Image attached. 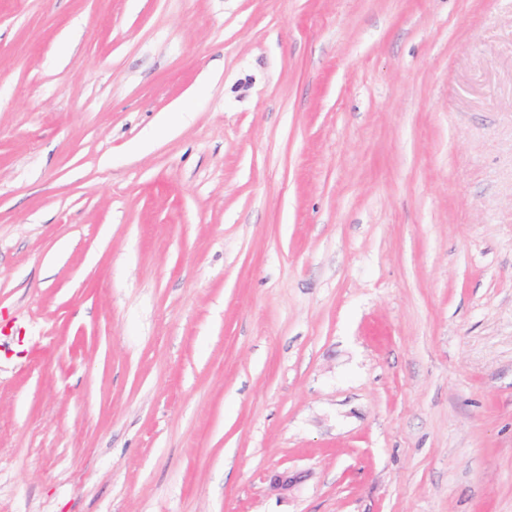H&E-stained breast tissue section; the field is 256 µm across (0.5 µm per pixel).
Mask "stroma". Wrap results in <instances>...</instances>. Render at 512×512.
Instances as JSON below:
<instances>
[{"mask_svg":"<svg viewBox=\"0 0 512 512\" xmlns=\"http://www.w3.org/2000/svg\"><path fill=\"white\" fill-rule=\"evenodd\" d=\"M0 512H512V0H0Z\"/></svg>","mask_w":512,"mask_h":512,"instance_id":"stroma-1","label":"stroma"}]
</instances>
